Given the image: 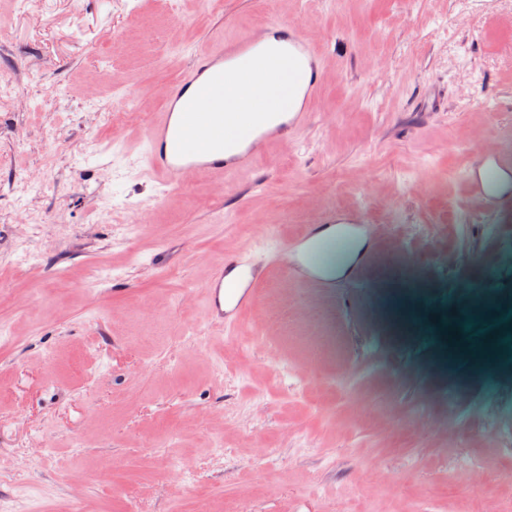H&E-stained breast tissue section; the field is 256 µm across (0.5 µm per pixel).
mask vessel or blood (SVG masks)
Returning <instances> with one entry per match:
<instances>
[{"label":"vessel or blood","mask_w":512,"mask_h":512,"mask_svg":"<svg viewBox=\"0 0 512 512\" xmlns=\"http://www.w3.org/2000/svg\"><path fill=\"white\" fill-rule=\"evenodd\" d=\"M270 44L278 47L285 60L287 83L273 96L271 107L286 119L264 131L253 122H242L240 145L225 143L212 134L224 124V88L238 82L242 70ZM320 83L316 47L299 27L285 21L270 22L261 32L225 42L221 49L197 53L192 66L172 84L163 111L144 133L143 175L176 190L188 172L227 176L252 167L259 151L296 136L309 122L308 105ZM264 277V270L241 251L217 262L206 283L208 321L235 328Z\"/></svg>","instance_id":"obj_1"}]
</instances>
